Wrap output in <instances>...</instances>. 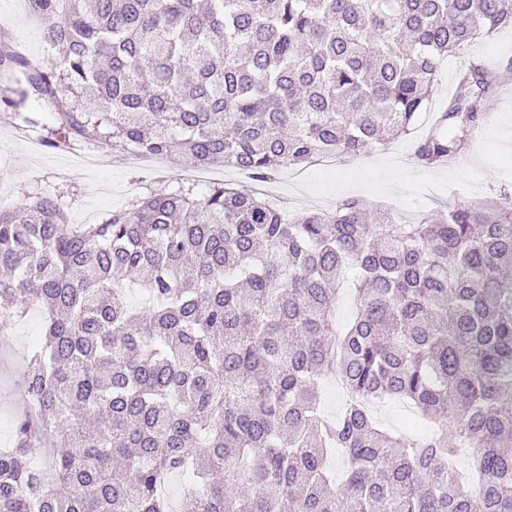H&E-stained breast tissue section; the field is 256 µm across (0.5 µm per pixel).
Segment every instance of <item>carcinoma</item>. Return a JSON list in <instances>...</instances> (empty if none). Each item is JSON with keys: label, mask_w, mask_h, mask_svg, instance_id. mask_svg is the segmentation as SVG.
Wrapping results in <instances>:
<instances>
[{"label": "carcinoma", "mask_w": 512, "mask_h": 512, "mask_svg": "<svg viewBox=\"0 0 512 512\" xmlns=\"http://www.w3.org/2000/svg\"><path fill=\"white\" fill-rule=\"evenodd\" d=\"M55 64L0 45V105L42 131L267 183L408 136L445 56L512 26V0H30ZM415 141L467 151L493 78L461 69ZM512 191L410 223L346 198L290 216L215 182L161 184L98 224L44 195L0 209V343L47 314L0 450V512H512ZM353 320L336 335L339 284ZM147 297L126 303L128 283ZM330 375L349 397L335 418ZM414 405L423 439L370 406ZM453 434H448V428ZM471 450L474 490L453 461ZM343 454L341 484L328 455ZM319 395L321 398L322 409L330 417L336 416L339 412L343 399L336 391L333 382L325 379L319 386Z\"/></svg>", "instance_id": "carcinoma-1"}]
</instances>
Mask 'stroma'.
Wrapping results in <instances>:
<instances>
[{
	"label": "stroma",
	"instance_id": "stroma-1",
	"mask_svg": "<svg viewBox=\"0 0 512 512\" xmlns=\"http://www.w3.org/2000/svg\"><path fill=\"white\" fill-rule=\"evenodd\" d=\"M48 22L29 0H0V36L8 37L22 56L51 66L54 52L47 41ZM491 73L497 84L485 104L486 119L469 151L447 167L424 168L413 159V139L367 150L360 159H340L329 169L305 167L296 182L282 173L268 185L279 200H293L297 209L325 211L347 197H359L377 212L402 221L457 202H475L502 188L512 189V158L502 152L512 143V28L456 50L443 61L427 111L418 118L424 130L431 113L441 110L455 92L454 76L468 62ZM184 164L175 158L148 160L101 141L60 151L20 139L9 113L0 112V207L20 205L45 193L68 201L66 221L90 224L126 208L136 195L156 182H175ZM40 307L17 321L12 336L0 346V447L13 435V420L26 403L23 389L26 358L43 324Z\"/></svg>",
	"mask_w": 512,
	"mask_h": 512
}]
</instances>
